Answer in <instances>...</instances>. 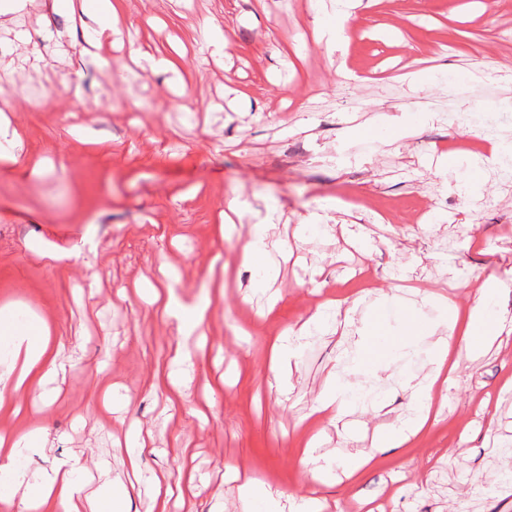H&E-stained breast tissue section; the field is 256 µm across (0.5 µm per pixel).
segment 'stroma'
<instances>
[{"label": "stroma", "mask_w": 512, "mask_h": 512, "mask_svg": "<svg viewBox=\"0 0 512 512\" xmlns=\"http://www.w3.org/2000/svg\"><path fill=\"white\" fill-rule=\"evenodd\" d=\"M335 11L336 0H121L104 65L51 0H27L0 26V108L22 137L0 160V315L44 326L62 366L52 403L31 389L0 407V435L27 442L28 477L75 456L105 461L127 512H151L155 475L184 469L195 492L172 497L171 512H265L240 498V480L301 490L310 437L336 460L412 418L397 375L425 379L434 339L401 350L398 334L409 310L436 318L428 294L463 314L498 279L512 311V183L494 155L512 144V0H361L330 41L316 27ZM207 20L223 55L199 42ZM20 29L31 43L15 52ZM176 48L173 71L135 61ZM418 71L424 83L411 82ZM461 79L464 104L448 94ZM268 216L274 268L259 288L242 253ZM168 273L173 296L205 307V337L141 293ZM338 309L352 319L344 332H313L271 371L276 336ZM372 318L394 349L385 408L366 400L337 424L306 420L338 363L361 359ZM177 350L190 365L176 391ZM110 386L129 401L121 426L101 402ZM434 406L440 421L358 482L331 469L320 512L354 500L370 512H512L500 484L512 469V332L461 361ZM131 424L151 432L135 485L117 445ZM178 439L193 459L176 455Z\"/></svg>", "instance_id": "1"}]
</instances>
